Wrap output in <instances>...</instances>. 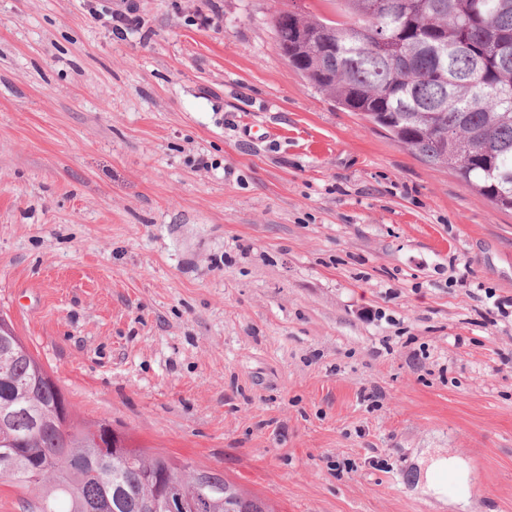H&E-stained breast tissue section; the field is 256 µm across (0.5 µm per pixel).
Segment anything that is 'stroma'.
Masks as SVG:
<instances>
[{
  "label": "stroma",
  "instance_id": "stroma-1",
  "mask_svg": "<svg viewBox=\"0 0 512 512\" xmlns=\"http://www.w3.org/2000/svg\"><path fill=\"white\" fill-rule=\"evenodd\" d=\"M290 5L336 13L0 0V315L80 418L270 512H512V211L288 66ZM446 471L454 474L461 481L466 480L467 473L459 459L446 457L441 454H435L429 457L423 472L425 486L429 492L435 495L445 493V486L439 481L438 475Z\"/></svg>",
  "mask_w": 512,
  "mask_h": 512
}]
</instances>
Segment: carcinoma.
<instances>
[{
  "mask_svg": "<svg viewBox=\"0 0 512 512\" xmlns=\"http://www.w3.org/2000/svg\"><path fill=\"white\" fill-rule=\"evenodd\" d=\"M277 48L322 94L385 130L423 162L452 170L499 209L512 210V0H341L340 18L283 9ZM13 341L0 354V449L19 467L0 478L26 495L25 512H272L224 479L174 456L112 443V471L93 464V433L0 316Z\"/></svg>",
  "mask_w": 512,
  "mask_h": 512,
  "instance_id": "carcinoma-1",
  "label": "carcinoma"
}]
</instances>
